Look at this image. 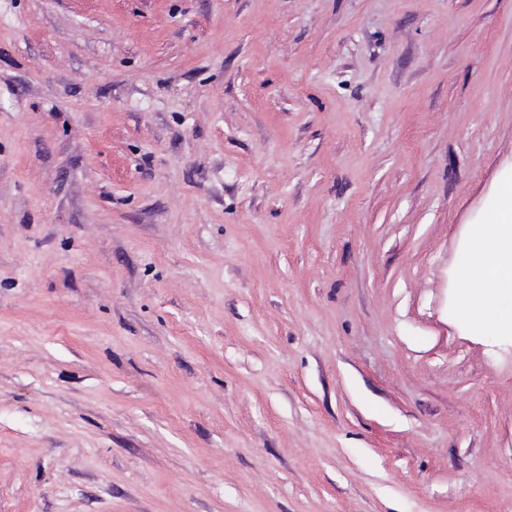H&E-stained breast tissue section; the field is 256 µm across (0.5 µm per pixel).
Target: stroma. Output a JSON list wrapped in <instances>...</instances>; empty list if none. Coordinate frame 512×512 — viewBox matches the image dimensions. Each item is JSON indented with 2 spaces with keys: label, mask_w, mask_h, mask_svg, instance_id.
<instances>
[{
  "label": "stroma",
  "mask_w": 512,
  "mask_h": 512,
  "mask_svg": "<svg viewBox=\"0 0 512 512\" xmlns=\"http://www.w3.org/2000/svg\"><path fill=\"white\" fill-rule=\"evenodd\" d=\"M512 0H0V512H512ZM462 278L467 290L459 314L470 328L484 332L512 319V299L502 295L512 288V180L498 186L480 233L469 240Z\"/></svg>",
  "instance_id": "1"
}]
</instances>
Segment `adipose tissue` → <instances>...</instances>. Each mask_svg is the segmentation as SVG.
<instances>
[{
    "instance_id": "1",
    "label": "adipose tissue",
    "mask_w": 512,
    "mask_h": 512,
    "mask_svg": "<svg viewBox=\"0 0 512 512\" xmlns=\"http://www.w3.org/2000/svg\"><path fill=\"white\" fill-rule=\"evenodd\" d=\"M462 278L466 293L459 314L470 328L484 332L512 319V299L502 295L512 288V180L498 186L495 205L470 239Z\"/></svg>"
}]
</instances>
